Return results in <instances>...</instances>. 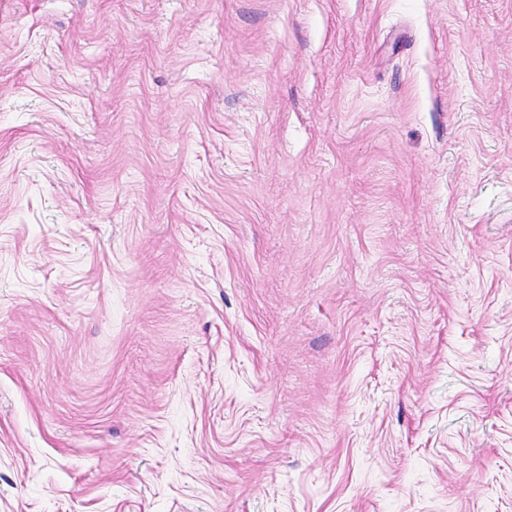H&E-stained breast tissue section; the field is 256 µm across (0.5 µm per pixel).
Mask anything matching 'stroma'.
Instances as JSON below:
<instances>
[{"mask_svg": "<svg viewBox=\"0 0 512 512\" xmlns=\"http://www.w3.org/2000/svg\"><path fill=\"white\" fill-rule=\"evenodd\" d=\"M0 512H512V0H0Z\"/></svg>", "mask_w": 512, "mask_h": 512, "instance_id": "35a3bbf8", "label": "stroma"}]
</instances>
